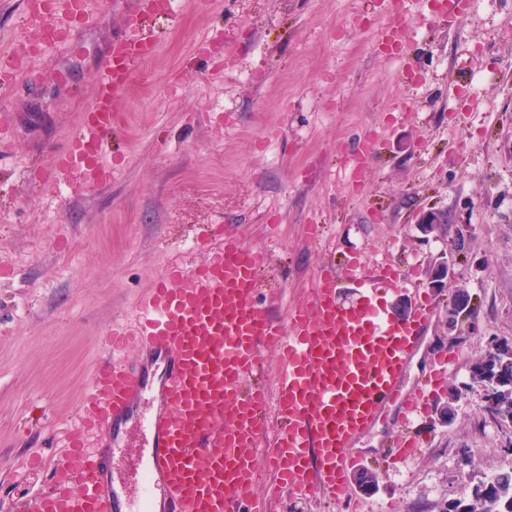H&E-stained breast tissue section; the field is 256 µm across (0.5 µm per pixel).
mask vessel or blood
Instances as JSON below:
<instances>
[{"instance_id":"vessel-or-blood-1","label":"vessel or blood","mask_w":512,"mask_h":512,"mask_svg":"<svg viewBox=\"0 0 512 512\" xmlns=\"http://www.w3.org/2000/svg\"><path fill=\"white\" fill-rule=\"evenodd\" d=\"M12 42L18 62L31 57V36L54 46L80 35L96 0H23ZM161 31L134 26L112 39L98 71L92 100L75 131L53 158L52 174L80 172L76 192L106 182L112 141L124 135V94L139 67L156 51ZM219 261L191 270L172 267L141 301L132 332L143 354L133 365L105 354L94 371L85 408L98 440L85 454L76 483L42 496L36 512H266L268 500L317 483L338 496L347 489L358 457L355 439L397 407L401 435L388 451L404 458L419 450L414 422L458 356L434 347V365L416 391L404 378L437 307L433 289L417 288L408 272L391 266L369 273L360 257L318 273L310 301L277 320L282 292L260 293L266 253L246 246L233 225L214 239ZM356 290L338 299L342 284ZM411 287L415 308L389 315L391 291ZM276 352L274 387L258 379L260 350ZM279 429L268 437L266 415ZM135 422L138 451L126 469L115 465L129 444L124 427ZM272 479L255 495L258 457Z\"/></svg>"}]
</instances>
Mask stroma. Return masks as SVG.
Masks as SVG:
<instances>
[{
    "label": "stroma",
    "mask_w": 512,
    "mask_h": 512,
    "mask_svg": "<svg viewBox=\"0 0 512 512\" xmlns=\"http://www.w3.org/2000/svg\"><path fill=\"white\" fill-rule=\"evenodd\" d=\"M134 8L109 0L0 92V512L66 484L54 462L113 325L133 322L168 267L216 260L199 240L219 224L267 253L262 285L288 309L325 261L353 252L412 270L421 288L438 257L452 265L426 334L460 352L436 402L464 394L452 418L419 422L420 456L378 473L373 491L350 486L360 512H442L475 474L512 469V424L467 383L472 354L512 343V0H468L451 21L400 0L399 58L377 47L381 0H178L177 26L126 92L111 180L76 196L41 167ZM360 136L370 161L357 186L347 146ZM429 208L448 229L427 240ZM461 290L476 314L452 327Z\"/></svg>",
    "instance_id": "35a3bbf8"
}]
</instances>
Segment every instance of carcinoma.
Instances as JSON below:
<instances>
[{"instance_id": "cac0c4a2", "label": "carcinoma", "mask_w": 512, "mask_h": 512, "mask_svg": "<svg viewBox=\"0 0 512 512\" xmlns=\"http://www.w3.org/2000/svg\"><path fill=\"white\" fill-rule=\"evenodd\" d=\"M468 295L459 292L448 311V323L471 316ZM496 353L483 349L468 361L470 380L481 384H497L495 395L487 400L491 416L512 423V344L495 345ZM443 512H512V471L483 476L448 503Z\"/></svg>"}]
</instances>
